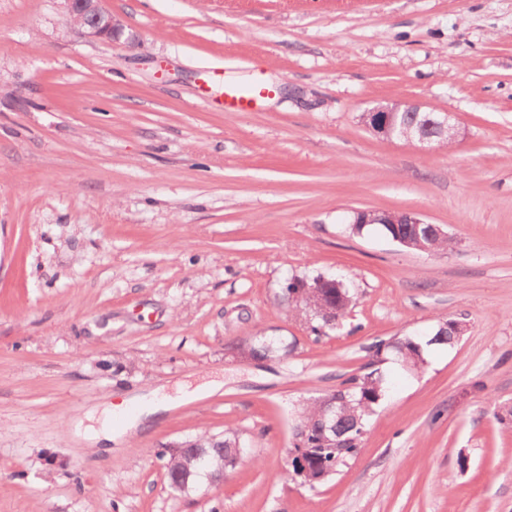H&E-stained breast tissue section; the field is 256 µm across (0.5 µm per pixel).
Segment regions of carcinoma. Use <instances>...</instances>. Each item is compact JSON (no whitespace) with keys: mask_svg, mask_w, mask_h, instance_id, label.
Masks as SVG:
<instances>
[{"mask_svg":"<svg viewBox=\"0 0 512 512\" xmlns=\"http://www.w3.org/2000/svg\"><path fill=\"white\" fill-rule=\"evenodd\" d=\"M398 133H406L416 138L425 131L431 139L446 146L448 140L441 138L436 112H422L418 119L408 112H400ZM388 238L398 233L408 241L411 249L432 252L446 251L453 246L450 237L433 235L428 224L416 226L401 224L393 229L386 224L380 225ZM324 278L322 274L291 276L285 279L284 296L295 304L296 309L305 314L311 324V330L318 336L326 334L340 326L348 314L353 293L341 279L333 277L331 298L326 303L331 306L329 314H320L310 307L315 286ZM457 342L452 329V320L448 319L434 329L431 336H407L396 341L379 340L372 344L371 351L375 360L367 365L369 371L349 378L343 387L330 393L336 399V441L325 444L319 436L321 402L315 399L302 404L297 410L299 423L303 427L302 451L288 461L286 475L312 488L324 483L332 476L337 467L346 460L355 457L360 450L361 440L369 428L370 417L375 407L389 391L388 381L377 363L381 356L394 355L397 362L406 371H418L426 363L425 350L432 347H451ZM271 350L275 355L288 354V346L270 336H252L239 346V353L245 355L255 351ZM193 440L202 444L200 448H189L174 456L169 455L167 479L169 487L176 492H186L209 480V476L221 468H229L236 462L237 449L246 447V442L233 429L224 430L222 435L199 434Z\"/></svg>","mask_w":512,"mask_h":512,"instance_id":"cac0c4a2","label":"carcinoma"}]
</instances>
